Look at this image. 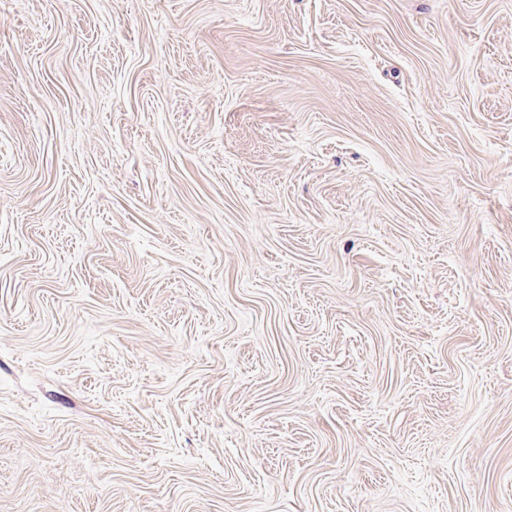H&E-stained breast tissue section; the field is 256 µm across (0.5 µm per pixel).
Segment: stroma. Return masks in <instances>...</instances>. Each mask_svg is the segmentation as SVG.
Listing matches in <instances>:
<instances>
[{"label":"stroma","instance_id":"1","mask_svg":"<svg viewBox=\"0 0 512 512\" xmlns=\"http://www.w3.org/2000/svg\"><path fill=\"white\" fill-rule=\"evenodd\" d=\"M0 512H512V0H0Z\"/></svg>","mask_w":512,"mask_h":512}]
</instances>
